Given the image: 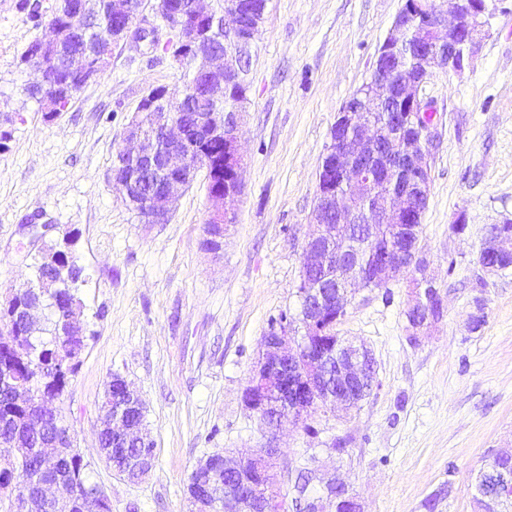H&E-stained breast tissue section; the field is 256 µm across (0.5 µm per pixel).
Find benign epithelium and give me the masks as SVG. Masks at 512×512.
I'll return each mask as SVG.
<instances>
[{
    "instance_id": "benign-epithelium-1",
    "label": "benign epithelium",
    "mask_w": 512,
    "mask_h": 512,
    "mask_svg": "<svg viewBox=\"0 0 512 512\" xmlns=\"http://www.w3.org/2000/svg\"><path fill=\"white\" fill-rule=\"evenodd\" d=\"M200 0H187L176 11L170 0H154L152 21L143 17L144 0H107L112 15V31L105 41L116 46L125 40H150L154 47L170 51L180 42L192 48L191 62L202 58L206 66L196 72L206 77L211 98L224 100V86L244 79L248 53L254 39L250 25L239 0H225L221 13L206 11ZM489 0H405L396 16L391 31L378 50L371 78L359 89L373 109L389 107L384 119L385 131H380L372 114L357 107L358 94L350 96L340 109L330 144L322 157L318 174V192L312 213L316 229L309 236L302 251L301 294L307 299V313L297 328L288 320L264 336V351L259 358L248 385L243 391L245 405L258 414L271 433L263 448L251 453L229 455L217 452L199 461L187 484L190 500L198 501L201 494L211 498V504L224 512H282L283 502L273 495L254 499L250 491L256 486L271 483L268 458L275 452L277 431L283 422L291 420L304 424L319 408L330 411H348L352 408L350 396L364 382L376 384L375 359L363 344L344 339L338 351L337 393L326 383L323 364L327 356L323 343L325 332L336 328L344 319L349 304V288L355 284L384 288L399 274H406L417 284L416 297L406 311L412 337L426 330L443 317V298L432 279L417 278L426 267L420 256L417 228L411 225L410 209L418 199H428L430 191L429 145L434 121L424 119L434 109L433 102L421 95L422 86L436 69L459 71L472 54L479 38L489 26ZM449 6L453 21L444 20L443 6ZM165 32V42L158 33ZM231 40L224 50L214 49L213 42ZM64 45V36L52 30V38L42 42L43 52L58 57ZM414 45L417 55L414 64L404 68L402 52ZM111 55L103 44L96 46L89 59L75 56L69 59L68 70L76 77L88 76L90 67L107 66ZM155 105L153 96H146L145 105L138 108L129 124L128 148L132 149L135 165L148 170H159L163 175L161 189L148 200L149 223L164 224L181 190L188 188L203 168L202 158L206 144L214 139L224 143V169L231 170L232 178L224 187L209 192L218 204L205 227L203 246L218 255L224 250V225L235 221L236 205L240 201L243 184V159L238 151L237 132L245 107L227 112L220 118L207 112L195 115L194 125L185 128L173 119L162 129L146 131L141 115ZM384 166L405 174V182L391 199L383 204L382 221L394 225L402 233L398 244H388L381 250L366 246L361 240H351L350 225L359 212V193L375 196V171ZM340 173L351 178L350 190L342 193L325 183L326 175ZM131 180L124 169L112 168L113 190L121 198L129 193ZM35 242L36 255L41 257L46 270L53 272L51 280L39 279L17 289L0 306V349L8 351L16 360L29 357L33 351L32 339L46 333L50 323L48 299L52 284L69 277L67 268L59 265L46 242L52 224H27ZM493 256L512 257V226L497 224L489 227L477 258L479 270L485 274L503 271L502 265L490 261ZM64 335L73 340L86 339V331L79 314L71 309L61 319ZM56 372L45 376L39 386L22 382L7 370L0 372V382L11 388V397L34 413L32 424L39 427L51 420L58 403L57 392L51 390ZM112 384L123 391L112 410L98 417L97 430L112 429V435L143 447V455L136 458L132 469L112 463V470L131 479L144 475L153 463L154 443L142 423H132L127 413L134 409L144 414V404L129 383L120 375H112ZM80 456L74 438L68 429H60L42 443L41 455L53 463L65 454ZM224 467V485L203 483L201 474L210 477L211 466ZM73 481L65 477L46 476L39 482V491L24 498L22 512H50L54 507L69 505L83 509L72 491ZM326 497L340 506L343 495L349 494V485L339 476L324 484Z\"/></svg>"
}]
</instances>
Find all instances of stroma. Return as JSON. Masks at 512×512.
<instances>
[{"instance_id": "stroma-1", "label": "stroma", "mask_w": 512, "mask_h": 512, "mask_svg": "<svg viewBox=\"0 0 512 512\" xmlns=\"http://www.w3.org/2000/svg\"><path fill=\"white\" fill-rule=\"evenodd\" d=\"M403 0H268L246 76L239 127L243 195L224 252L203 248L212 213L197 176L164 224L143 223L112 189L113 162L143 96L180 98L185 71L149 43L116 49L105 72L47 117L25 92L39 73L21 61L46 39L19 0H0V301L32 277L31 224L77 235L90 277L79 289L89 336L58 408L112 512H190L188 477L205 456L264 447L243 402L263 337L300 311L302 250L322 157L336 116L372 75ZM436 108L431 185L420 247L445 301L442 320L411 339L414 284L357 290L338 327L366 343L379 386L347 416L318 411L279 433L285 512L299 474L345 477L366 512H473L472 478L512 448V270L481 275L486 229L512 220V0L458 72L423 88ZM466 217L464 233L453 230ZM483 305L486 322L472 331ZM121 375L140 391L155 441L140 481L101 460L96 424L104 388Z\"/></svg>"}]
</instances>
